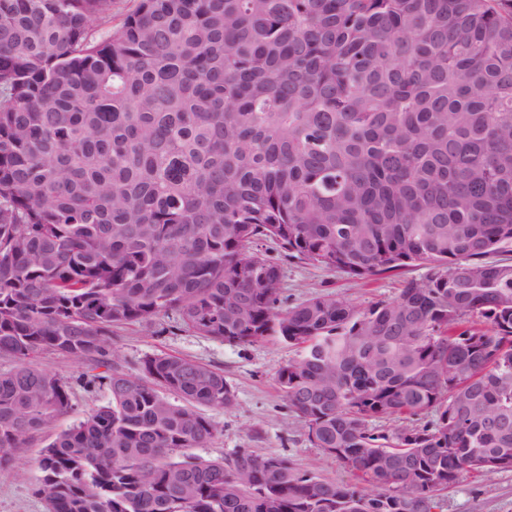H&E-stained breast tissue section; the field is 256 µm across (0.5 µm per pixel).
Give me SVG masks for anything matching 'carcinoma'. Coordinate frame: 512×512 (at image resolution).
Wrapping results in <instances>:
<instances>
[{
	"instance_id": "cac0c4a2",
	"label": "carcinoma",
	"mask_w": 512,
	"mask_h": 512,
	"mask_svg": "<svg viewBox=\"0 0 512 512\" xmlns=\"http://www.w3.org/2000/svg\"><path fill=\"white\" fill-rule=\"evenodd\" d=\"M114 4L0 0V477L73 410L47 352L109 394L36 458L47 512H433L511 470L512 263L486 257L512 245V0ZM282 260L428 273L288 306ZM168 316L294 347L275 383L353 481L194 454L224 372L106 359Z\"/></svg>"
}]
</instances>
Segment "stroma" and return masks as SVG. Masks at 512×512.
Returning a JSON list of instances; mask_svg holds the SVG:
<instances>
[{"label":"stroma","instance_id":"1","mask_svg":"<svg viewBox=\"0 0 512 512\" xmlns=\"http://www.w3.org/2000/svg\"><path fill=\"white\" fill-rule=\"evenodd\" d=\"M426 273V267L413 266L401 274L365 282L301 263L283 266L285 295L291 305L318 293H333L364 308L379 300H393L401 279H420ZM112 349L123 367L132 372L141 359L162 353L192 358L223 370L235 401L228 408L207 409L218 435L208 447L199 449V456L221 458L236 449L250 448L261 455H288L298 466L329 480L350 481V473L335 458L311 445L278 392L274 372L296 355L287 344L268 339L232 345L177 327L174 319L164 318L150 328L136 324L116 329ZM40 362L70 383L75 407L37 433L21 451L13 474L0 480V512H46L44 501L33 493L38 475L35 458L59 433L77 424L86 410L108 399L106 390L89 392L80 385L84 365L52 353L42 355ZM443 500V512H512V471L490 477L463 473L444 492Z\"/></svg>","mask_w":512,"mask_h":512}]
</instances>
